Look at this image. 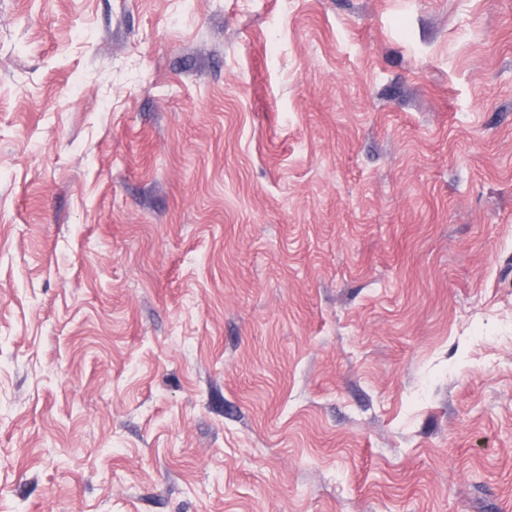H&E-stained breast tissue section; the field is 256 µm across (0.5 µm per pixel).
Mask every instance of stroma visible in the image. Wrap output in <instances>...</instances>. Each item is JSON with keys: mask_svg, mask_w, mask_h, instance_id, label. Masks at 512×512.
<instances>
[{"mask_svg": "<svg viewBox=\"0 0 512 512\" xmlns=\"http://www.w3.org/2000/svg\"><path fill=\"white\" fill-rule=\"evenodd\" d=\"M0 512H512V0H0Z\"/></svg>", "mask_w": 512, "mask_h": 512, "instance_id": "1", "label": "stroma"}]
</instances>
